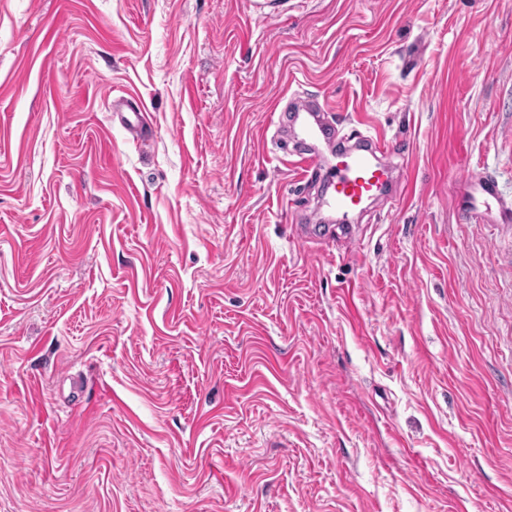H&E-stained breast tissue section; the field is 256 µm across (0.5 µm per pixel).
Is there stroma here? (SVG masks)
<instances>
[{
  "mask_svg": "<svg viewBox=\"0 0 512 512\" xmlns=\"http://www.w3.org/2000/svg\"><path fill=\"white\" fill-rule=\"evenodd\" d=\"M312 97L411 183L325 245ZM477 171L512 201V0H0V512H512Z\"/></svg>",
  "mask_w": 512,
  "mask_h": 512,
  "instance_id": "obj_1",
  "label": "stroma"
}]
</instances>
